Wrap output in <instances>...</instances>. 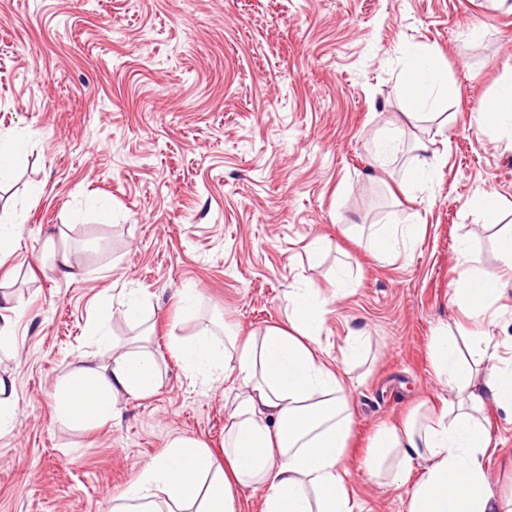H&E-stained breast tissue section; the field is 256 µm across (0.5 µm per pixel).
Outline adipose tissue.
<instances>
[{"label":"adipose tissue","mask_w":512,"mask_h":512,"mask_svg":"<svg viewBox=\"0 0 512 512\" xmlns=\"http://www.w3.org/2000/svg\"><path fill=\"white\" fill-rule=\"evenodd\" d=\"M400 91L415 121L433 120L438 99L455 95L439 58L410 48ZM483 127L512 135V81L479 112ZM416 224H384L372 247L387 258L413 247ZM497 272L473 265L469 241H461L464 272L452 302L463 313L432 338L431 366L453 401H419L404 416L381 423L364 452L369 476L411 484L406 512H512V494L494 492L488 464L494 453L490 422L482 416V392L512 405V357L478 371L460 345L493 349L484 317L512 284V233L500 235ZM287 327L271 326L240 344L226 345L208 334L176 342L185 369L210 382L233 380L238 393L227 411L224 455L201 442L174 439L166 453L147 462L137 479L113 500L112 512H235L233 489L263 492L261 512H359L345 462L350 454L354 403L347 371L319 348L328 302L313 288L287 295ZM136 348L113 351L111 362L82 356L53 390L59 420L86 427L111 420L118 396L143 398L162 383L148 334Z\"/></svg>","instance_id":"ef3b65f1"}]
</instances>
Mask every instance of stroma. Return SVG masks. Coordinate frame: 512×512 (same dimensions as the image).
<instances>
[{
    "label": "stroma",
    "instance_id": "obj_1",
    "mask_svg": "<svg viewBox=\"0 0 512 512\" xmlns=\"http://www.w3.org/2000/svg\"><path fill=\"white\" fill-rule=\"evenodd\" d=\"M473 25L480 37L466 35ZM410 46L439 54L458 88L420 128L399 88ZM509 79L512 13L492 0H0V133L27 152L0 176V221L23 223L0 258V286L23 308L14 351L0 352L16 389L0 512H112L173 439L223 454L232 385L192 378L172 343L287 325L285 294L303 284L331 299L324 352L341 359L352 333L363 338L348 365L355 497L362 512H405L410 486L369 477L360 451L381 422L442 392L429 344L460 316L459 242L477 266H500L512 139L476 116ZM394 131L404 149L376 169L373 144ZM429 155L442 159L433 182L411 188ZM489 190L503 204L494 226L469 206ZM377 224H417L421 238L384 260ZM316 237L328 247L313 262ZM186 288L197 291L189 315ZM131 298L146 303L142 323L124 316ZM98 320L121 345L151 328L162 385L78 429L57 419L52 391L96 350ZM486 411L492 486L507 494L512 412Z\"/></svg>",
    "mask_w": 512,
    "mask_h": 512
}]
</instances>
